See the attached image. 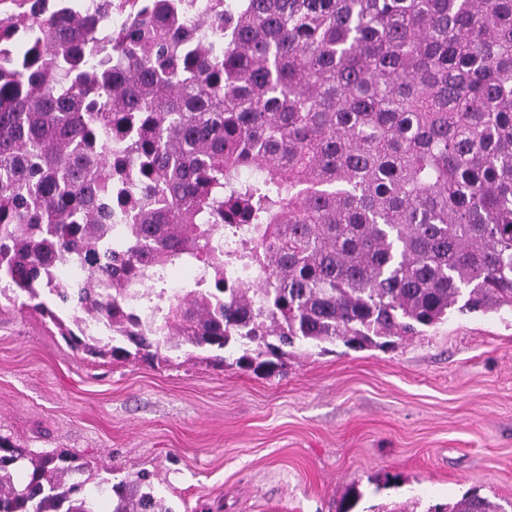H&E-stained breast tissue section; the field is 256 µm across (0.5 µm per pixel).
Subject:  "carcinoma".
Listing matches in <instances>:
<instances>
[{
    "label": "carcinoma",
    "mask_w": 512,
    "mask_h": 512,
    "mask_svg": "<svg viewBox=\"0 0 512 512\" xmlns=\"http://www.w3.org/2000/svg\"><path fill=\"white\" fill-rule=\"evenodd\" d=\"M2 280L75 351L268 371L512 312V0H0ZM83 473L0 440V512H98Z\"/></svg>",
    "instance_id": "carcinoma-1"
}]
</instances>
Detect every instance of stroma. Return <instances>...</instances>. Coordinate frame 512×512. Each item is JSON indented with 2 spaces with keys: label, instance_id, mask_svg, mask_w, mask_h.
<instances>
[{
  "label": "stroma",
  "instance_id": "obj_1",
  "mask_svg": "<svg viewBox=\"0 0 512 512\" xmlns=\"http://www.w3.org/2000/svg\"><path fill=\"white\" fill-rule=\"evenodd\" d=\"M0 437L111 484L149 473L173 512H512V314H452L388 349L290 350L274 372L198 351L74 352L0 315ZM427 512H504L501 506L488 499L466 496L454 504H440L430 507Z\"/></svg>",
  "mask_w": 512,
  "mask_h": 512
}]
</instances>
